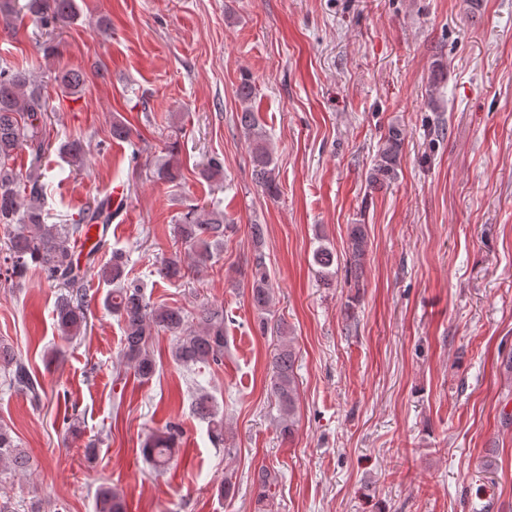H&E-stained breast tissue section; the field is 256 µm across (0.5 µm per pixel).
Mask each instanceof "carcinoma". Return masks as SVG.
<instances>
[{"label": "carcinoma", "instance_id": "1", "mask_svg": "<svg viewBox=\"0 0 512 512\" xmlns=\"http://www.w3.org/2000/svg\"><path fill=\"white\" fill-rule=\"evenodd\" d=\"M24 14L37 28L50 34L62 20L76 17L77 11L74 0H25L23 4L20 0H0V25L5 29H10L13 21ZM58 80L63 90L75 93L83 86L84 75L69 71L59 75ZM237 97L241 110L236 118L249 141L254 183L263 194L275 199L279 195L278 172L273 152L267 145V131L253 105L251 81L246 79L239 85ZM50 111L49 98L33 73L6 59L1 60L0 233L4 247L0 249V278L19 286L30 269L38 270L60 289L54 310L55 323L61 335L73 338L87 327V293L79 271L83 255L85 266L97 269L98 276L112 286L104 305L123 322V358L140 379H149L155 370V360L147 349V336L153 329L175 337L172 356L177 362L188 367L222 364L226 344L224 307L202 301L188 311L155 303L146 296L143 283L129 276V260L124 252L112 251L105 262L99 259L97 248L82 253L91 229L99 227L104 233L112 223L109 196L87 202L70 223H47V186L40 162L45 151L44 133ZM404 140L403 126L397 121L388 123L367 174L370 186L383 187L397 179ZM24 150L32 160L29 170L23 173L15 167V162ZM179 150V140H169L165 152L157 159L153 177L169 183L184 179ZM60 152L73 169L86 167L89 150L83 142L66 141L60 146ZM198 175L210 184L220 181L224 176L223 161L217 156L211 157L202 164ZM175 224L178 238L191 255L186 260L176 255L160 263L156 273L170 282L197 280L224 247L226 234L236 231V225L215 204L189 205L177 216ZM248 231L254 248L249 297L257 314L258 328L264 335L283 336L287 333V324L275 318L272 310L274 287L263 252L266 227L250 224ZM367 247L365 225H351L349 255L354 269H361ZM314 262L321 268L324 278L331 276L334 254L329 248H318ZM295 363V349L289 344L280 345L273 353L267 384L279 411L277 428L288 438L295 433L298 408ZM0 370L8 389L23 394L34 404L40 403L42 387L37 377L12 348L1 341ZM192 407L207 421L214 445L223 446L224 416L219 414L212 397L201 391ZM180 435V427L169 423L148 436L142 453L155 471L166 469L176 453ZM33 467V458L20 448L10 427L0 423V512H12L11 502L3 496V484ZM252 481L258 488V501L273 496L270 471L266 466L254 471ZM96 512H128V506L118 489L104 486L96 496Z\"/></svg>", "mask_w": 512, "mask_h": 512}]
</instances>
